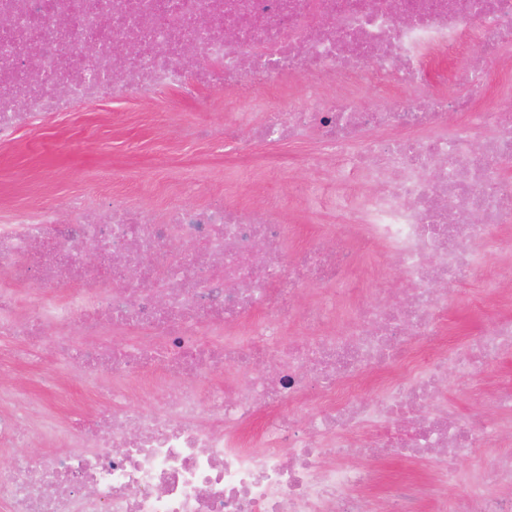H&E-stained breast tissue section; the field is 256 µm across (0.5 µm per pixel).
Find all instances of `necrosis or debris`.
Masks as SVG:
<instances>
[{
    "mask_svg": "<svg viewBox=\"0 0 512 512\" xmlns=\"http://www.w3.org/2000/svg\"><path fill=\"white\" fill-rule=\"evenodd\" d=\"M0 16L13 20L0 27V147L78 101L243 92L254 77L277 88L300 73L315 106L282 94L256 139H314L305 164L316 175L333 167L341 217L289 254L271 202L157 213L93 207L78 193L65 218L49 205L14 210L0 223V335L20 337L19 360L80 357L86 380L113 388L83 428L46 426L58 451L0 467L6 512H512L490 492L512 483V385L486 374L512 355V315L465 347L438 343L449 326L440 284L503 291L482 265L488 246L512 270V113L487 104L482 79L512 42V0H0ZM322 17L334 27H318ZM472 32L481 58L457 74L465 94L448 93L437 63ZM191 41L204 57L193 70L181 62ZM57 82L70 95L54 93ZM370 85L393 93L359 108ZM451 112L465 123L448 133L439 124ZM361 247L390 256L406 305L385 288L362 297ZM65 285L70 295L56 298ZM309 285V306L294 311ZM110 333L133 342L121 348ZM227 370L246 384L203 389ZM450 370L460 387L483 382L488 418L449 408L439 383ZM5 377L2 448L25 439L29 418ZM160 386L176 392L142 407L138 391ZM383 448L435 459L388 511L373 463ZM457 484L465 497L449 498Z\"/></svg>",
    "mask_w": 512,
    "mask_h": 512,
    "instance_id": "obj_1",
    "label": "necrosis or debris"
}]
</instances>
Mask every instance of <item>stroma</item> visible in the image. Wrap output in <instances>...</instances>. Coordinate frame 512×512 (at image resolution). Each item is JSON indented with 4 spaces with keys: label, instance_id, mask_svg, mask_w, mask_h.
I'll return each instance as SVG.
<instances>
[{
    "label": "stroma",
    "instance_id": "35a3bbf8",
    "mask_svg": "<svg viewBox=\"0 0 512 512\" xmlns=\"http://www.w3.org/2000/svg\"><path fill=\"white\" fill-rule=\"evenodd\" d=\"M197 105L176 93L156 99L116 100L73 112H62L35 127L20 130L13 146L0 150V216L15 206L43 203L65 208L68 198L86 188L91 179H109L103 202L135 200L161 211L173 204L221 201L231 205L257 204L267 195L279 200L293 227L287 251L305 247L323 225L339 223L335 209L309 206L307 188L314 176L299 158L301 145H266L241 130L236 142L203 140L197 127L223 123L227 113L251 112L262 120L253 101L271 104L264 85H254L251 98L234 101L227 92L212 90ZM208 183V195L187 194L189 179ZM453 329L445 340L459 342L478 334L512 305L489 301L476 308L465 286L448 290ZM80 362L57 366L49 358L15 364L12 383L21 390L43 394L45 406L31 410L25 447L1 448L0 466L17 456L46 451L35 432L45 418L67 422L89 416L108 399L107 390L95 391L82 381Z\"/></svg>",
    "mask_w": 512,
    "mask_h": 512
}]
</instances>
